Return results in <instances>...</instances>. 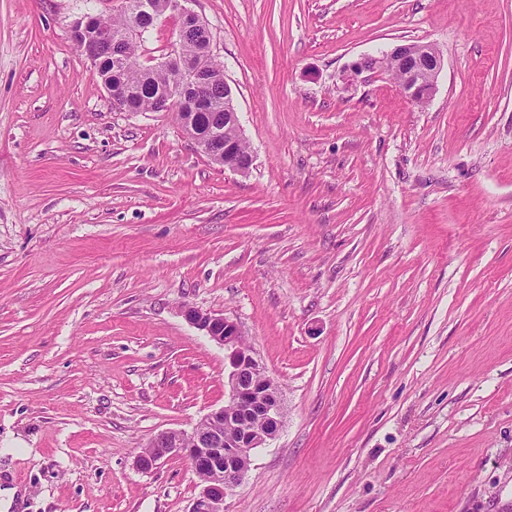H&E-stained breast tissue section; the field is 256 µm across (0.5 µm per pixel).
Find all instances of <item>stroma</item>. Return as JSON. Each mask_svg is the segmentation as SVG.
Returning <instances> with one entry per match:
<instances>
[{
  "mask_svg": "<svg viewBox=\"0 0 512 512\" xmlns=\"http://www.w3.org/2000/svg\"><path fill=\"white\" fill-rule=\"evenodd\" d=\"M255 157L115 109L70 38L109 0H0V512H189L138 453L225 401L237 322L283 426L224 512H512V0H193ZM431 101L343 69L401 41ZM201 147L209 154L213 160H215L221 166H224V169H228L240 174H245L250 170L252 166L253 156L251 155L248 160H242L236 153L234 142H229L227 144L224 143V151L221 150V144L219 141H215L212 144V147L216 151L210 149L207 142L201 143Z\"/></svg>",
  "mask_w": 512,
  "mask_h": 512,
  "instance_id": "stroma-1",
  "label": "stroma"
}]
</instances>
